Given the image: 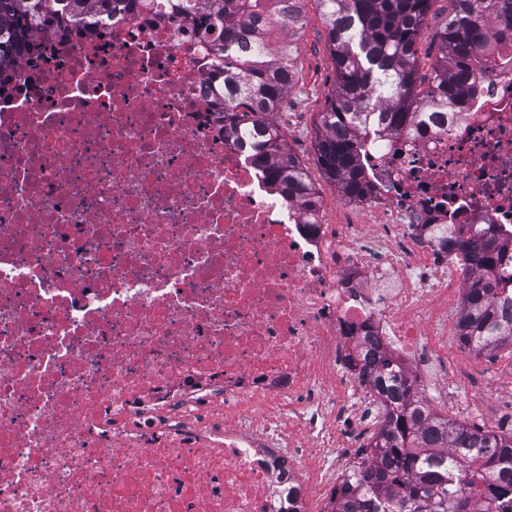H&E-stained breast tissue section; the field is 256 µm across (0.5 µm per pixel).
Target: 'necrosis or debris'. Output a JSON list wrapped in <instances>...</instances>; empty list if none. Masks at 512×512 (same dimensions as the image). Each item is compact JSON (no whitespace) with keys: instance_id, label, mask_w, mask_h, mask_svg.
I'll return each instance as SVG.
<instances>
[{"instance_id":"obj_1","label":"necrosis or debris","mask_w":512,"mask_h":512,"mask_svg":"<svg viewBox=\"0 0 512 512\" xmlns=\"http://www.w3.org/2000/svg\"><path fill=\"white\" fill-rule=\"evenodd\" d=\"M207 19L113 0L0 73V512H329L365 351L431 399L463 369L448 226L493 225L512 300V55L311 224L225 133Z\"/></svg>"}]
</instances>
